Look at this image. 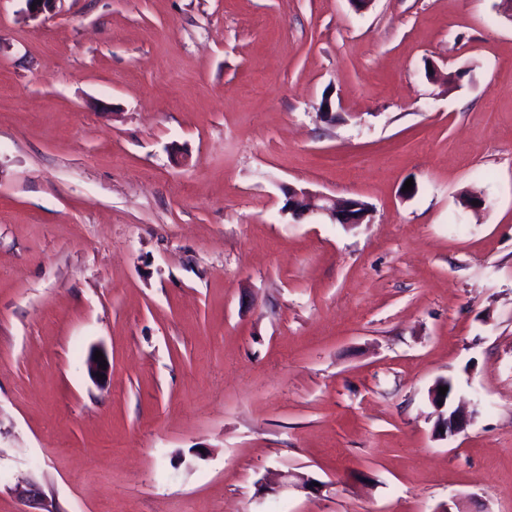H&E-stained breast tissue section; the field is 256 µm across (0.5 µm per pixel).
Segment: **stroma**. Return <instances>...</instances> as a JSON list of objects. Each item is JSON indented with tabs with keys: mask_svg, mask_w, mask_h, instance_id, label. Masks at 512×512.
I'll list each match as a JSON object with an SVG mask.
<instances>
[{
	"mask_svg": "<svg viewBox=\"0 0 512 512\" xmlns=\"http://www.w3.org/2000/svg\"><path fill=\"white\" fill-rule=\"evenodd\" d=\"M500 3L0 0V512H512ZM286 208L284 212L291 213L295 217L305 215L310 211H320L336 224L358 225L369 217L368 213H355L359 207L356 198H336L323 194L312 193L306 189L297 190L288 188L286 191ZM316 201H323L317 205ZM439 386H447L445 395H439ZM453 386H448V381L437 384L430 392V400L438 416L437 424L434 425V433L439 437L454 436L463 431L472 419V412L462 406L454 407ZM442 401V406L438 402Z\"/></svg>",
	"mask_w": 512,
	"mask_h": 512,
	"instance_id": "obj_1",
	"label": "stroma"
}]
</instances>
